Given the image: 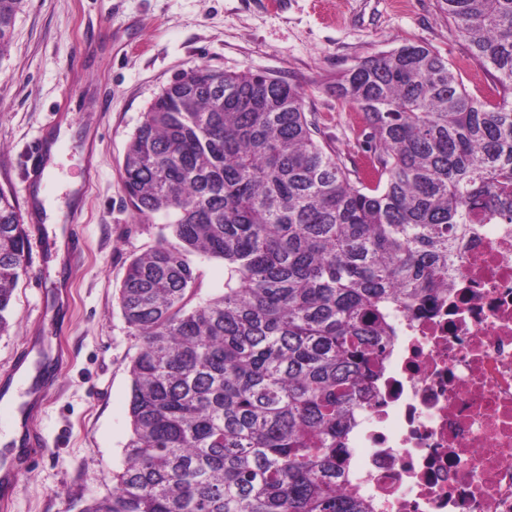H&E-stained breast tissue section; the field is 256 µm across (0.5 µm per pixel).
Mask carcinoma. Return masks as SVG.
<instances>
[{"mask_svg":"<svg viewBox=\"0 0 512 512\" xmlns=\"http://www.w3.org/2000/svg\"><path fill=\"white\" fill-rule=\"evenodd\" d=\"M24 0H0V54ZM494 101L448 59L404 44L329 90L360 112L372 169L318 139L305 93L262 73L196 66L161 90L122 164L157 241L126 265L132 436L112 491L82 512H365L337 477L394 330L449 287L469 225L512 224V0H437ZM224 261L198 298L193 257ZM0 188V334L27 271Z\"/></svg>","mask_w":512,"mask_h":512,"instance_id":"1","label":"carcinoma"}]
</instances>
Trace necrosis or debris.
I'll return each instance as SVG.
<instances>
[{"label": "necrosis or debris", "instance_id": "1", "mask_svg": "<svg viewBox=\"0 0 512 512\" xmlns=\"http://www.w3.org/2000/svg\"><path fill=\"white\" fill-rule=\"evenodd\" d=\"M395 336L340 485L369 512H512V224H474Z\"/></svg>", "mask_w": 512, "mask_h": 512}]
</instances>
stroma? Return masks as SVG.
Listing matches in <instances>:
<instances>
[{
	"mask_svg": "<svg viewBox=\"0 0 512 512\" xmlns=\"http://www.w3.org/2000/svg\"><path fill=\"white\" fill-rule=\"evenodd\" d=\"M406 42L447 57L468 93L490 74L443 18L437 0H25L0 58V186L26 200L25 161L37 137L63 136L44 225L27 262L46 265L40 285L21 277L14 317L0 336V372L17 349L30 363L62 350L42 426L50 446L23 475L4 512H82L112 488L131 435L129 366L140 341L118 305L129 260L157 227L138 223L120 176L126 146L161 89L196 65L253 72L299 85L321 137L346 164H362L366 133L355 108L327 87L351 65ZM96 175L73 197L87 163ZM82 206L86 250L67 292L53 266L57 226Z\"/></svg>",
	"mask_w": 512,
	"mask_h": 512,
	"instance_id": "obj_1",
	"label": "stroma"
}]
</instances>
